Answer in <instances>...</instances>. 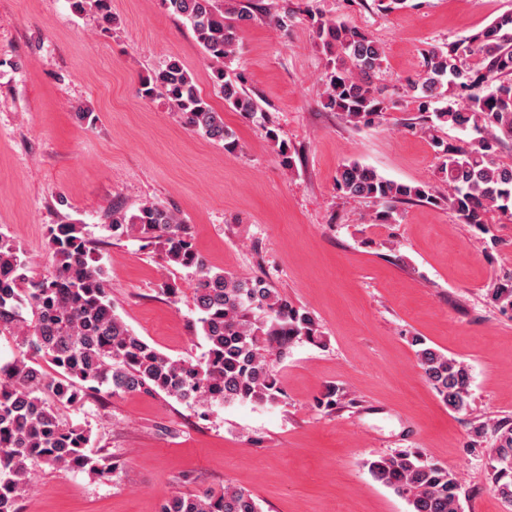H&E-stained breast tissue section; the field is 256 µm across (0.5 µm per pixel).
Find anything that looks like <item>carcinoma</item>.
Masks as SVG:
<instances>
[{
    "label": "carcinoma",
    "mask_w": 512,
    "mask_h": 512,
    "mask_svg": "<svg viewBox=\"0 0 512 512\" xmlns=\"http://www.w3.org/2000/svg\"><path fill=\"white\" fill-rule=\"evenodd\" d=\"M184 19L205 56L212 61V81L224 104L246 118L260 107L243 87L241 74L224 66L235 56L238 31L259 6L253 0H161ZM79 15L107 31L116 22L112 0H73ZM312 37L326 56L321 77L322 104L354 126L380 122L390 109L375 79L384 58L382 45L367 30L337 20L309 17ZM161 91L183 123L233 153L238 142L224 125L194 78L176 59L142 81L140 93ZM405 92L417 111L432 113L440 126L474 134L469 140L444 142L435 126L421 127L436 150V170L448 183V207L461 224L489 232L493 212L512 216V165L500 148L512 141V12L479 32L421 53L419 69ZM283 163L293 156L276 130L266 129ZM337 189L348 199H370L380 206L373 221H397L399 206L438 203L428 184L398 183L355 161L336 175ZM114 235H133L160 247L167 262L195 273L194 305L203 357L174 360L137 336L115 313L104 267L93 256L87 225L67 219L50 227L53 264L40 278L27 276L24 252L0 234V336L20 345L18 356L0 364V512H19L28 464L87 471L107 479L116 466L87 452L89 430L66 426L59 407L78 408L90 392L112 396L128 392L164 394L189 406L278 403L283 389L275 363L294 343H317L320 327L313 315L288 301L266 279L243 278L210 268L191 242L189 227L169 209L143 204L136 213L112 212ZM492 302L512 310V277L491 291ZM422 377L448 409L469 407L470 370L465 362L411 337ZM55 367L51 376L41 360ZM475 436L492 439V491L512 512V426L480 427ZM373 479L392 489L412 512H461L458 483L448 467L414 450L378 455L366 461ZM161 512H262L249 490L226 486L163 500Z\"/></svg>",
    "instance_id": "1"
}]
</instances>
